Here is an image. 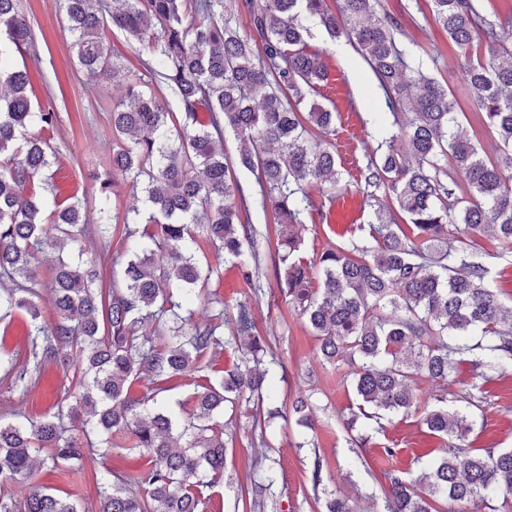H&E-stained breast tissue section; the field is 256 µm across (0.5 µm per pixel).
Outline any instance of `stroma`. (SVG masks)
I'll list each match as a JSON object with an SVG mask.
<instances>
[{
    "mask_svg": "<svg viewBox=\"0 0 512 512\" xmlns=\"http://www.w3.org/2000/svg\"><path fill=\"white\" fill-rule=\"evenodd\" d=\"M21 8L37 39L36 52L31 55L11 47L7 59L10 65L27 68L35 108L58 115L56 127L46 132L57 157L55 173L51 178L37 179L36 191L48 205L60 194L84 200L89 223H99L100 184L112 155L110 113L125 94V70L141 69L146 55L123 32L106 29L107 44L121 69L104 79L91 77L72 61V35L58 0H21ZM377 11L399 21L404 41L416 44L430 74L456 92L455 109L462 112V124L477 146L487 156H496V135L480 123L472 99L459 93L464 59L436 22L430 0H379ZM306 48L321 54L328 72L327 81L311 98L335 112L337 136L350 138L347 151L338 154L343 197L333 203L329 220L315 213L304 219L302 253L312 260L328 245L346 247L361 239L367 224L373 223L374 212L385 197L365 186L360 174L368 151L395 132L396 126L384 90L353 43L344 37L331 38L324 29L315 27L306 39ZM464 246L486 267L487 280L502 301H512V254L501 255L498 241L488 234L466 239ZM208 261L213 272L189 306L194 321L209 320L221 305L228 315H235L237 302L249 300L259 332L266 336L275 358L269 366V399L280 407L281 415L268 430L265 454L276 463L277 479L259 512H322L315 502L317 488L312 482L317 461L322 464L321 488L349 497L354 512H385L383 470L393 467L419 475L425 454L438 452L441 441L428 433L421 413L416 412L382 425L361 420L359 432L369 441L363 447L352 442L343 426L344 417L358 404L346 377L350 365L323 361L318 343L303 320L286 303L274 300L277 281L269 253L259 256L264 291L254 297L234 264L213 253ZM73 383L72 368L53 362L46 365L37 386L25 396L13 395L0 381V416L9 421H40L55 412L57 400ZM415 387L422 406L441 402L449 409L469 413L475 425L466 447L512 448V365L487 380L462 362L447 384L422 378ZM298 393L313 404V429L299 426L288 409L289 396ZM470 395L482 399L481 408L469 406L466 398ZM222 422L228 445L215 512H234L237 488L250 471L256 451L250 446L246 415L227 414ZM387 448L393 449V456H384ZM139 462L138 451L116 448L108 457L86 458L76 471L65 467L53 471L46 466L36 469L25 482L0 484V494L21 496L51 487L73 495L89 512H98L96 474L127 469Z\"/></svg>",
    "mask_w": 512,
    "mask_h": 512,
    "instance_id": "obj_1",
    "label": "stroma"
}]
</instances>
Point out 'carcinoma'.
I'll use <instances>...</instances> for the list:
<instances>
[{
	"label": "carcinoma",
	"instance_id": "cac0c4a2",
	"mask_svg": "<svg viewBox=\"0 0 512 512\" xmlns=\"http://www.w3.org/2000/svg\"><path fill=\"white\" fill-rule=\"evenodd\" d=\"M71 50L91 75L117 69L103 39L111 26L149 55L147 71L179 100L170 112L141 75L126 72L124 98L112 107V158L101 183V223L87 224L81 200L46 210L34 181L56 154L41 132L57 113L35 110L28 71L0 59V317L29 314L27 361L0 356L7 389L20 396L38 383L49 361L66 364L75 351L78 390L36 423L0 419V481L26 477L36 453L51 467L72 466L87 453L141 450L142 462L97 477L100 512H211L213 488L224 478L227 407L256 404L251 432L268 427L279 410L264 407L266 340L247 301L237 305L235 331L224 336V310L207 323L177 313L196 296L209 250L240 260L242 280L260 291L251 261L274 251L283 272L279 294L319 341L325 361L354 366L358 412L366 408L407 414L418 402L411 382H446L459 361L483 372L512 364V309L489 288L487 269L460 235L491 231L512 253V31L487 20L476 0H431L436 20L463 54L464 90L483 111L485 126L502 147L489 158L472 143L454 111V97L422 69L414 46H403L401 24L376 10L377 0H62ZM248 16V29L237 24ZM354 42L379 84L410 99L411 116L368 154L365 184L395 199L411 230L387 206L375 212L363 242L330 247L316 260L296 256L305 215L330 212L339 185L336 113L308 93L327 80L318 53L304 50L309 25ZM18 50L31 45L32 29L20 0H0V36ZM477 40L489 58L469 55ZM238 141V162L224 156V133ZM258 173L274 213L265 232L251 224L236 165ZM466 173L458 194L441 176ZM126 183L143 194L146 212L129 222L107 223L109 188ZM112 232L126 249L112 255L121 278L103 289L101 259L82 258L86 237ZM77 252V259L40 270L44 246ZM153 245L167 258L158 263ZM52 294L56 320L40 322L42 290ZM238 344L241 363L196 384L180 418L158 403L171 380L213 370L211 356ZM299 425L312 428L309 404L291 400ZM81 422L84 439L63 418ZM430 434L447 442L421 477L382 471L386 512H448V505L503 494L512 500V449L460 445L471 420L437 407L425 413ZM276 481L272 465L256 466L240 485L235 509L253 512ZM0 512H85L79 500L46 488L25 497L1 496Z\"/></svg>",
	"mask_w": 512,
	"mask_h": 512
}]
</instances>
